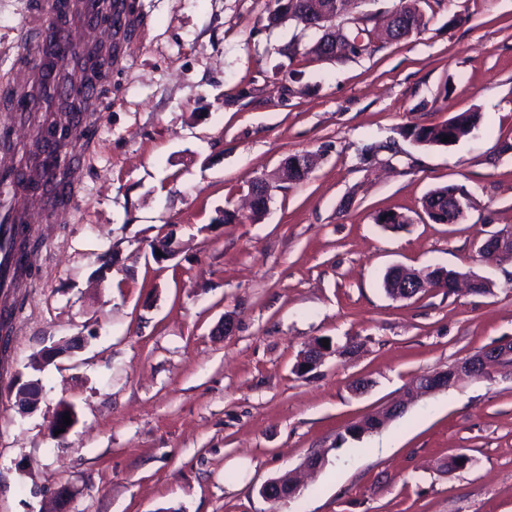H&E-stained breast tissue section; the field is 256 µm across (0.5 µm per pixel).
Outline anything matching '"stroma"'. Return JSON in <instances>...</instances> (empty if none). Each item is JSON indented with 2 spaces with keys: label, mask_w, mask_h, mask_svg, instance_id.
I'll list each match as a JSON object with an SVG mask.
<instances>
[{
  "label": "stroma",
  "mask_w": 512,
  "mask_h": 512,
  "mask_svg": "<svg viewBox=\"0 0 512 512\" xmlns=\"http://www.w3.org/2000/svg\"><path fill=\"white\" fill-rule=\"evenodd\" d=\"M33 2L0 0V91ZM137 5L84 178L55 223L33 224L31 272L0 298V512H43L63 487L68 512H512V368L345 436L415 377L512 341V261L478 252L512 230V152L498 149L512 142V0H420L424 28L340 60L310 55L320 30L269 25L271 0ZM462 112L480 122L454 145L400 133ZM297 153L316 157L307 179L262 218L221 223ZM447 184L470 193L462 223L423 212ZM387 211L408 224H376ZM166 239L178 254L155 260ZM395 265L490 289L395 300ZM324 340L321 365L298 372ZM51 347L61 356L34 372ZM20 375L43 387L29 410ZM63 400L76 422L56 437ZM455 453L473 465L447 471ZM313 454L325 464L297 496L261 495Z\"/></svg>",
  "instance_id": "35a3bbf8"
}]
</instances>
